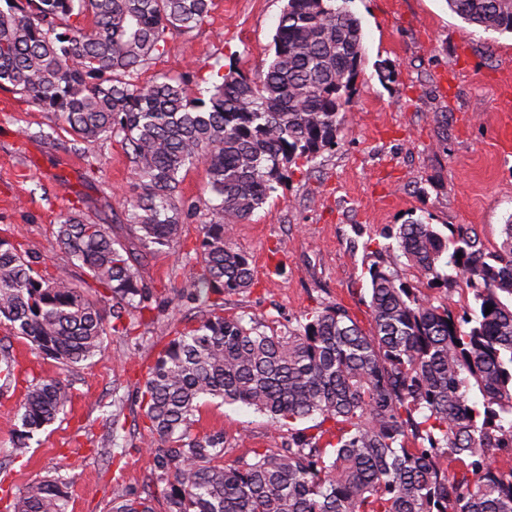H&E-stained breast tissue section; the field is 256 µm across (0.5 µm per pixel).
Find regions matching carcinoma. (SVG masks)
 <instances>
[{
  "mask_svg": "<svg viewBox=\"0 0 512 512\" xmlns=\"http://www.w3.org/2000/svg\"><path fill=\"white\" fill-rule=\"evenodd\" d=\"M350 2L287 0L269 63L251 73L218 65L203 98L187 92L196 68L145 87L136 78L169 34L209 17L213 0H0V88L52 113L79 142H120L136 176L120 211L59 217L67 263L51 276L0 238V324L13 335L67 367L100 355L109 333L144 340L136 330L154 323L158 293L136 263L182 247L194 204L181 184L196 165L208 174V221L185 252L200 271L178 293L206 316L150 340L159 351L140 387L168 512H512V214L492 248L467 224L447 225V235L418 220L400 225L407 272L369 267L368 331L341 302L284 325L226 315L214 299L254 285L233 225L344 129L362 63ZM446 2L486 32L512 33V0ZM75 268L87 287L74 283ZM439 282L445 295L424 291ZM461 285L471 302L456 313ZM15 383L1 345L0 396ZM204 398L288 426V446L224 463V432H193ZM71 399L58 379L29 383L13 454ZM70 497L67 479L47 477L7 512H67ZM109 512H154L151 494L117 492Z\"/></svg>",
  "mask_w": 512,
  "mask_h": 512,
  "instance_id": "carcinoma-1",
  "label": "carcinoma"
}]
</instances>
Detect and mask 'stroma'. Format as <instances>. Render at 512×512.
Listing matches in <instances>:
<instances>
[{
	"instance_id": "obj_1",
	"label": "stroma",
	"mask_w": 512,
	"mask_h": 512,
	"mask_svg": "<svg viewBox=\"0 0 512 512\" xmlns=\"http://www.w3.org/2000/svg\"><path fill=\"white\" fill-rule=\"evenodd\" d=\"M285 3L214 0L201 26L168 36L164 54L140 74L139 85L217 61L255 69L272 54ZM350 9L361 20L363 60L345 105V129L333 150L292 167L287 183L236 225L232 242L253 260L257 280L225 296V313L284 323L339 301L369 327L368 267L383 261L405 268L390 247L391 232L416 219L440 229L470 224L491 246L512 215V151L497 138L512 118V35L468 24L445 0H352ZM93 155L102 165L91 182L86 172ZM61 181L67 191L57 190ZM132 181L118 142L75 151L51 113L0 89V238L26 243L40 270L51 273L63 263L55 234L61 213L77 207L94 217L120 207L121 190ZM138 269L162 291L151 336L201 319L200 309L175 295L197 276L195 261L165 248L142 258ZM0 343L11 347L19 378L16 389L0 397V488L15 492L59 474L72 483L68 512H108L115 490L139 493L155 485L138 403L155 351L110 335L102 355L65 373L3 324ZM60 375L72 389L71 408L35 435L24 458L11 459L14 414L27 380ZM116 394L124 398V428L112 441L103 413ZM219 429L232 459L253 448L281 447L288 438L287 428L251 408L202 400L195 432Z\"/></svg>"
}]
</instances>
